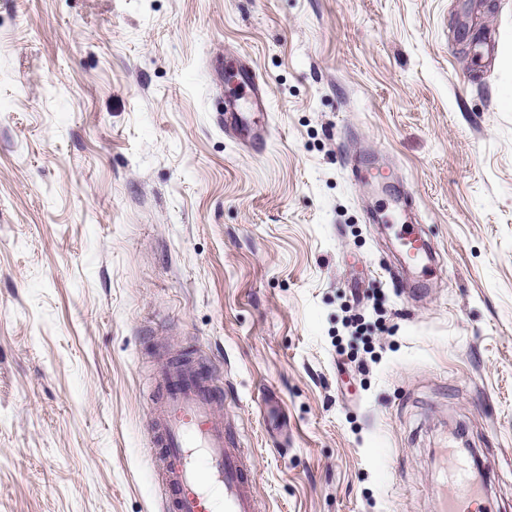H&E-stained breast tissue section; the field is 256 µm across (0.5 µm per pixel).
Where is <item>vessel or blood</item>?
<instances>
[{
  "mask_svg": "<svg viewBox=\"0 0 512 512\" xmlns=\"http://www.w3.org/2000/svg\"><path fill=\"white\" fill-rule=\"evenodd\" d=\"M234 110L239 116L266 109V89L255 73L237 69L233 74ZM396 238L422 271L435 270L434 249L421 233L401 224ZM162 390L153 412L154 451L158 458L167 512H261L254 492V476L245 464L215 410L221 393L191 364L164 372ZM441 512H467V500L479 489L464 469L449 477Z\"/></svg>",
  "mask_w": 512,
  "mask_h": 512,
  "instance_id": "vessel-or-blood-1",
  "label": "vessel or blood"
}]
</instances>
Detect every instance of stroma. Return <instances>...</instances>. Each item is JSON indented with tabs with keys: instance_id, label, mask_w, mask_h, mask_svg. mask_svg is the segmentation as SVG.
I'll return each mask as SVG.
<instances>
[{
	"instance_id": "1",
	"label": "stroma",
	"mask_w": 512,
	"mask_h": 512,
	"mask_svg": "<svg viewBox=\"0 0 512 512\" xmlns=\"http://www.w3.org/2000/svg\"><path fill=\"white\" fill-rule=\"evenodd\" d=\"M465 2L0 0V512H163L169 359L223 391L265 512H436L463 445L471 512H512V0L477 61ZM234 64L259 148L218 112ZM232 77L237 86L236 89H231L234 95V110L238 112L241 121L245 122L244 130L247 132L249 145L260 147L266 143L268 129L252 125L246 116L251 112H267L265 85L255 73L242 68L235 69ZM407 194L393 198V214L389 217L392 220L402 221L399 230L396 233L398 244H401L410 257L417 258L421 256L420 263L415 269L421 268V272H432L436 270L434 249L421 233L411 224L399 217L405 214L411 208Z\"/></svg>"
}]
</instances>
